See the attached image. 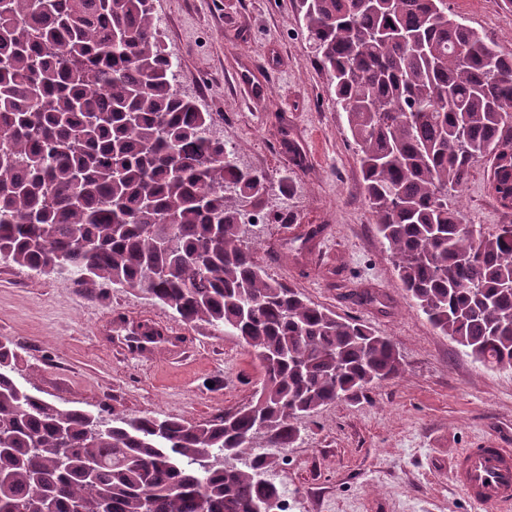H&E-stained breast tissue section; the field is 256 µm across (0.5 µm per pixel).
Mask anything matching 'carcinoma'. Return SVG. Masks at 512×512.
Masks as SVG:
<instances>
[{"mask_svg": "<svg viewBox=\"0 0 512 512\" xmlns=\"http://www.w3.org/2000/svg\"><path fill=\"white\" fill-rule=\"evenodd\" d=\"M298 12L410 300L475 361L512 369V230L475 237L448 204L487 157L512 209V53L448 0ZM176 73L152 0H0V260L139 288L235 337L262 379L250 404L204 423L106 419L33 394L1 338L0 512H255L281 499L265 473L300 419L400 373L389 339L257 262L245 218L269 179L238 164Z\"/></svg>", "mask_w": 512, "mask_h": 512, "instance_id": "1", "label": "carcinoma"}]
</instances>
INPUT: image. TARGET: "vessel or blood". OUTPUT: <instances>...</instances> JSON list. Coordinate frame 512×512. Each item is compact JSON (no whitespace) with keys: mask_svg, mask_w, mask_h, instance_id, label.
<instances>
[{"mask_svg":"<svg viewBox=\"0 0 512 512\" xmlns=\"http://www.w3.org/2000/svg\"><path fill=\"white\" fill-rule=\"evenodd\" d=\"M452 472L474 502L489 512H512V444L497 440L463 449Z\"/></svg>","mask_w":512,"mask_h":512,"instance_id":"1","label":"vessel or blood"}]
</instances>
